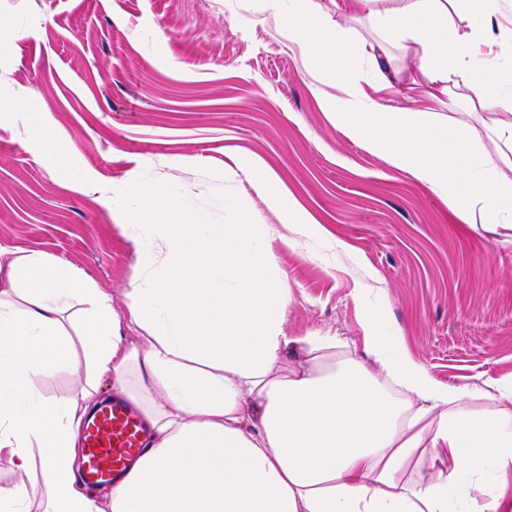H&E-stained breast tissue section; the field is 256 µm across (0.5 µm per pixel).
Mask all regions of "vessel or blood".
<instances>
[{"mask_svg":"<svg viewBox=\"0 0 512 512\" xmlns=\"http://www.w3.org/2000/svg\"><path fill=\"white\" fill-rule=\"evenodd\" d=\"M144 428L123 402L102 404L85 425L84 480L93 486L117 485L143 450Z\"/></svg>","mask_w":512,"mask_h":512,"instance_id":"b4317fda","label":"vessel or blood"}]
</instances>
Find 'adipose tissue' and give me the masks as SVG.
<instances>
[{
  "instance_id": "1",
  "label": "adipose tissue",
  "mask_w": 512,
  "mask_h": 512,
  "mask_svg": "<svg viewBox=\"0 0 512 512\" xmlns=\"http://www.w3.org/2000/svg\"><path fill=\"white\" fill-rule=\"evenodd\" d=\"M263 2L335 77L338 93L322 103L331 120L464 223L512 228V119L496 123L490 149L458 127L453 164L437 134L445 104L512 111V36L495 32L503 0ZM418 87L414 106L399 104ZM19 111L36 154L71 166L70 144L36 98L0 97L1 116ZM97 202L126 211L140 255L126 315L59 257L0 245V461L19 475L39 467L42 512H512V378L487 391L448 386L373 315L363 358L312 334L285 365L291 292L270 225L246 212L206 223L154 184ZM79 368L86 377L70 398L41 391L43 379ZM106 378L151 435L99 497L76 461ZM466 484L480 499L463 495Z\"/></svg>"
}]
</instances>
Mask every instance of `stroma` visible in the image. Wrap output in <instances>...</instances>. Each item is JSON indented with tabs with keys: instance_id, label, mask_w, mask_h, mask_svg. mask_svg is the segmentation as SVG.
<instances>
[{
	"instance_id": "obj_1",
	"label": "stroma",
	"mask_w": 512,
	"mask_h": 512,
	"mask_svg": "<svg viewBox=\"0 0 512 512\" xmlns=\"http://www.w3.org/2000/svg\"><path fill=\"white\" fill-rule=\"evenodd\" d=\"M0 39V95L37 97L73 147L63 169L35 155L23 113L0 117V243L82 270L122 315L139 255L101 190L151 182L208 223L240 205L276 227L266 195L223 177L257 159L325 229L273 245L286 336L329 334L360 357L372 313L440 382L512 376V239L462 223L332 122V78L261 0H0Z\"/></svg>"
}]
</instances>
